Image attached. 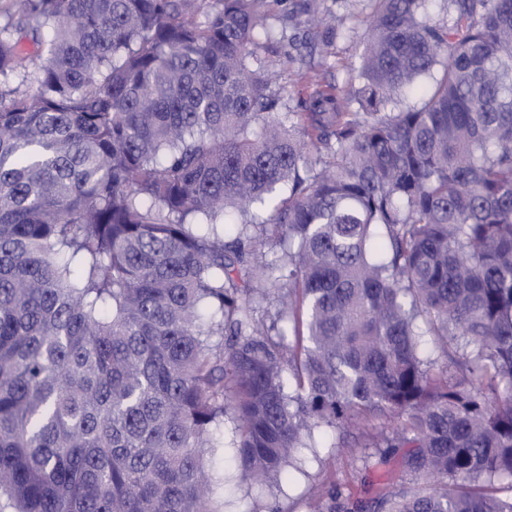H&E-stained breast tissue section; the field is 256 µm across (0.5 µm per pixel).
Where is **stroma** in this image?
<instances>
[{"mask_svg": "<svg viewBox=\"0 0 512 512\" xmlns=\"http://www.w3.org/2000/svg\"><path fill=\"white\" fill-rule=\"evenodd\" d=\"M322 13L333 14L338 37L317 74L319 79L342 83L353 76L364 46V19L371 10L369 0H319ZM392 417L375 415L348 426L325 431L317 455L308 456L303 472L292 473L283 484L241 485L237 492V512H257L269 500H277L281 512H318L324 504L320 494L338 486L351 499L373 498L383 484L403 477L406 487L421 484L414 473H402L403 449H394L387 461H380L374 445L390 435Z\"/></svg>", "mask_w": 512, "mask_h": 512, "instance_id": "35a3bbf8", "label": "stroma"}]
</instances>
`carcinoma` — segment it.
I'll list each match as a JSON object with an SVG mask.
<instances>
[{"mask_svg": "<svg viewBox=\"0 0 512 512\" xmlns=\"http://www.w3.org/2000/svg\"><path fill=\"white\" fill-rule=\"evenodd\" d=\"M274 2L0 22V512H223L225 450L278 482L371 414L431 481L327 512H512V0H370L361 81L284 113L336 27L262 46Z\"/></svg>", "mask_w": 512, "mask_h": 512, "instance_id": "cac0c4a2", "label": "carcinoma"}]
</instances>
